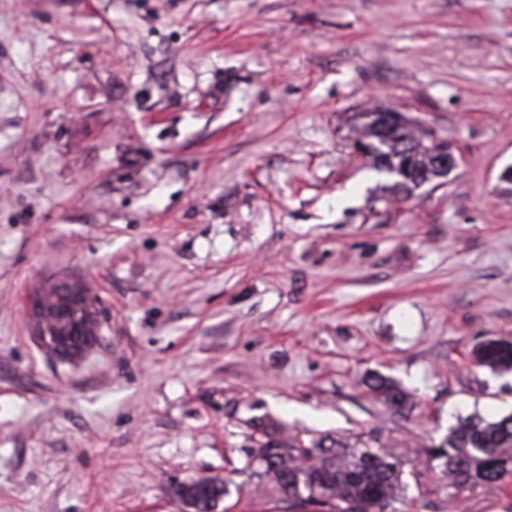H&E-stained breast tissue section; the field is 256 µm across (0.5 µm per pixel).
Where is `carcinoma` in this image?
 Wrapping results in <instances>:
<instances>
[{
	"label": "carcinoma",
	"instance_id": "cac0c4a2",
	"mask_svg": "<svg viewBox=\"0 0 512 512\" xmlns=\"http://www.w3.org/2000/svg\"><path fill=\"white\" fill-rule=\"evenodd\" d=\"M365 118L364 136L376 144L369 154L376 169L388 170L392 159L400 155L402 142L409 144L415 156L405 180L394 187L409 193L417 182L442 176L422 138L414 135L401 113L371 112ZM476 358L492 368L512 367V344L491 339ZM368 389L377 400L397 410L407 403V395L383 377L374 378ZM246 453L263 465L264 474L290 505L311 507L315 512H385L402 491V470L382 448H348L337 440L328 447L321 441L285 446L269 439ZM428 453L439 461L440 474L456 496L485 483L501 482L512 473V415L491 422L463 420ZM171 494L193 512H213L227 494L226 482L200 477L172 487Z\"/></svg>",
	"mask_w": 512,
	"mask_h": 512
}]
</instances>
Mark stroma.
Here are the masks:
<instances>
[{
  "mask_svg": "<svg viewBox=\"0 0 512 512\" xmlns=\"http://www.w3.org/2000/svg\"><path fill=\"white\" fill-rule=\"evenodd\" d=\"M396 108L458 164L403 196L356 152ZM512 0H0V512H291L263 434L386 449L397 512L451 497L428 450L512 414ZM75 280L97 344L32 340ZM410 396L400 411L365 382ZM44 305H47L49 293H58L67 298L68 309H85L83 322L75 324V331L59 334L63 319L48 315H36L35 296L28 297L27 307L33 322L34 339L48 354L58 358H74L90 348L98 338L99 319L96 298L90 288L73 286L66 280H58L42 289ZM489 345L477 351V361L489 367H512V344L504 345L501 341L489 339ZM225 485L226 482L217 477H200L172 487L171 494L193 512H211L227 494Z\"/></svg>",
  "mask_w": 512,
  "mask_h": 512,
  "instance_id": "35a3bbf8",
  "label": "stroma"
}]
</instances>
